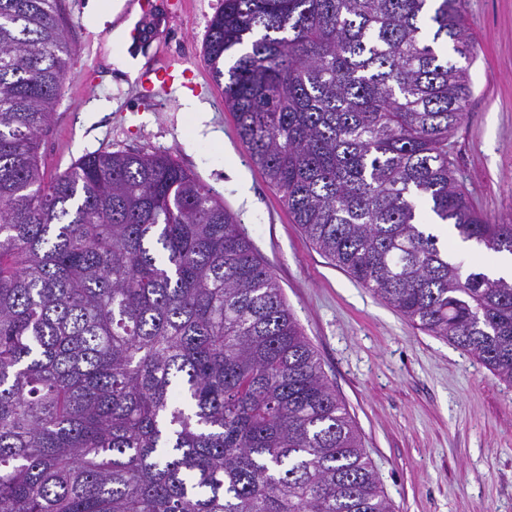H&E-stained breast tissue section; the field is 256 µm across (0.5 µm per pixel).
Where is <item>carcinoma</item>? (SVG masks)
I'll return each instance as SVG.
<instances>
[{
	"instance_id": "obj_1",
	"label": "carcinoma",
	"mask_w": 512,
	"mask_h": 512,
	"mask_svg": "<svg viewBox=\"0 0 512 512\" xmlns=\"http://www.w3.org/2000/svg\"><path fill=\"white\" fill-rule=\"evenodd\" d=\"M465 0H224L203 58L321 254L512 385V255L448 133ZM232 59L224 67L225 59ZM72 64L63 0H0V512H392L345 403L215 191L166 151L39 148Z\"/></svg>"
}]
</instances>
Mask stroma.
Listing matches in <instances>:
<instances>
[{"instance_id": "stroma-1", "label": "stroma", "mask_w": 512, "mask_h": 512, "mask_svg": "<svg viewBox=\"0 0 512 512\" xmlns=\"http://www.w3.org/2000/svg\"><path fill=\"white\" fill-rule=\"evenodd\" d=\"M74 61L39 153L46 175L97 150L169 151L213 187L273 272L283 297L346 403L395 512H512V387L480 362L410 325L321 255L255 166L202 56L222 0H157L145 27L146 66L181 58L208 114L194 127L175 87L140 94L112 44L113 26L88 0H65ZM478 53L459 59L468 110L449 134L455 176L470 202L512 223V0H466Z\"/></svg>"}]
</instances>
